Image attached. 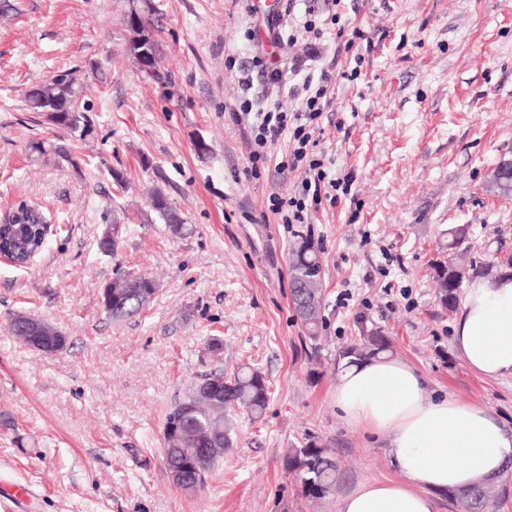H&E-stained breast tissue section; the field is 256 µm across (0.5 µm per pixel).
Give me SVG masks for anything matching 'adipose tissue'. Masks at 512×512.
<instances>
[{
    "mask_svg": "<svg viewBox=\"0 0 512 512\" xmlns=\"http://www.w3.org/2000/svg\"><path fill=\"white\" fill-rule=\"evenodd\" d=\"M463 363L487 379L512 378V277L471 282L453 324ZM345 423L386 434L395 478L365 482L340 512H437L439 495L498 479L512 457V429L486 409L428 397L424 379L387 355L348 367L336 389Z\"/></svg>",
    "mask_w": 512,
    "mask_h": 512,
    "instance_id": "adipose-tissue-1",
    "label": "adipose tissue"
}]
</instances>
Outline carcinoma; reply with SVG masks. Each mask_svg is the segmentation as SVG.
Returning <instances> with one entry per match:
<instances>
[{"instance_id":"obj_1","label":"carcinoma","mask_w":512,"mask_h":512,"mask_svg":"<svg viewBox=\"0 0 512 512\" xmlns=\"http://www.w3.org/2000/svg\"><path fill=\"white\" fill-rule=\"evenodd\" d=\"M129 37L127 54L138 65H147L146 76L157 79L159 44L147 32L145 19L138 21L127 17ZM82 87L76 71H59L46 82L35 85L24 94L28 111L38 112L60 132L83 140L95 133L87 109L81 107ZM488 188L504 196L512 194V159H502L491 172ZM150 206L170 232L180 234L185 229L184 219L168 196L160 189L150 194ZM47 219L37 204L22 202L0 224V252L16 265L23 267L29 259L43 251L47 237L42 227ZM469 229L455 225L448 229V252L466 249ZM322 258L314 242L304 238L292 249L289 259L290 303L296 318L306 329L309 338L317 339L321 322L322 283L320 269ZM456 262L448 259L435 268V280L441 305L453 311L460 299L463 282L455 277ZM156 293V283L146 274L122 271L101 293L103 310L112 318L132 317L148 304ZM15 336H42L48 353L63 350L67 338L60 330L49 325L32 326L25 314H16L11 321ZM390 339L377 328H363L360 336L343 347L339 357L350 365L357 360L391 351ZM210 389H199L192 384L186 395L175 402L166 415L163 425L166 451L163 464L168 476L174 477L179 488L188 485H205V477L198 469L208 470L231 447L232 419L242 411L260 417L269 401V386L262 373L250 366L238 368L230 375L219 370L203 375ZM283 468L297 482L304 497L320 499L335 489L336 462L329 449L313 437L287 450ZM447 497L460 502L463 512H496L505 493L497 494L486 484L468 489L450 491Z\"/></svg>"}]
</instances>
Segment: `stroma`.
Here are the masks:
<instances>
[{"label":"stroma","instance_id":"35a3bbf8","mask_svg":"<svg viewBox=\"0 0 512 512\" xmlns=\"http://www.w3.org/2000/svg\"><path fill=\"white\" fill-rule=\"evenodd\" d=\"M133 10L161 45L160 79L125 52ZM277 10L274 0H0V217L38 202L57 227L30 265L0 259V486L31 485L30 512H339L361 483L396 475L386 437L336 409V358L365 326L384 330L428 395L512 427V379L479 377L455 355V315L430 268L453 224L469 225L473 257L512 252V195L486 187L512 158V0H344L346 32L372 47L357 80H337L320 146L353 184L291 228L266 198L294 193L298 173L247 179V137L224 118L243 98L257 110L297 104L288 88L302 76L273 85L250 69L256 52L274 51L266 19ZM70 69L96 126L71 142L73 164L31 152L56 131L24 104L27 89ZM156 188L185 218L183 235L150 210ZM113 215L119 247L108 254L98 242ZM304 236L322 258L314 341L289 297V255ZM119 268L148 273L157 291L115 321L101 291ZM20 312L60 329L65 349L15 338ZM215 338L223 348L212 352ZM243 365L270 386L264 415H238L203 489L174 487L161 460L169 408L197 376ZM311 436L338 464L322 499L305 498L282 463Z\"/></svg>","mask_w":512,"mask_h":512}]
</instances>
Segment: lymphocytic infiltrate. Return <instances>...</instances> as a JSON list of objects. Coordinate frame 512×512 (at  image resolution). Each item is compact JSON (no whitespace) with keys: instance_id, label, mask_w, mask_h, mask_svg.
<instances>
[{"instance_id":"lymphocytic-infiltrate-1","label":"lymphocytic infiltrate","mask_w":512,"mask_h":512,"mask_svg":"<svg viewBox=\"0 0 512 512\" xmlns=\"http://www.w3.org/2000/svg\"><path fill=\"white\" fill-rule=\"evenodd\" d=\"M313 15V9H306L298 33L273 38L277 47L291 52L293 70L305 74L301 87L289 90L291 97L299 99L298 108L290 110L276 104L257 111L249 100L244 99L229 111L230 119L249 134L251 150L246 174L251 179L261 178L269 161L270 145L280 138H287L289 149L279 161L278 169L301 172V188L297 194L288 197L270 193L268 209L278 216L280 223L290 227L310 223L312 213L320 210L324 203H336L340 196L351 191L347 178L331 175L326 157L318 148L322 116L331 104L330 91L336 83V74L331 64L316 74L304 70L306 62L322 57L319 41L323 33ZM298 46L303 47V54H295L294 49Z\"/></svg>"}]
</instances>
